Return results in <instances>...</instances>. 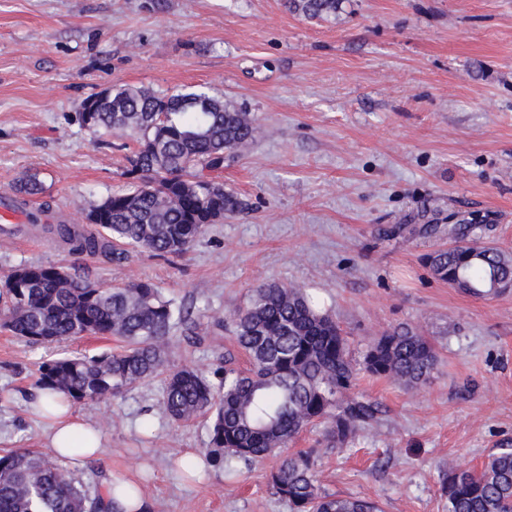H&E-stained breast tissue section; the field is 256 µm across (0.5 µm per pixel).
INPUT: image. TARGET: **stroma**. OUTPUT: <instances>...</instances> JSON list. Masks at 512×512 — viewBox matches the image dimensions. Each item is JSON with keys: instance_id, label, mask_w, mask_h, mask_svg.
I'll use <instances>...</instances> for the list:
<instances>
[{"instance_id": "1", "label": "stroma", "mask_w": 512, "mask_h": 512, "mask_svg": "<svg viewBox=\"0 0 512 512\" xmlns=\"http://www.w3.org/2000/svg\"><path fill=\"white\" fill-rule=\"evenodd\" d=\"M111 86H203L249 112L256 140L216 174L241 211L164 258H92L23 232L0 239V279L28 261L101 286L155 283L198 323L171 369L216 368L234 346L225 323L266 282L318 299L358 360L385 331L419 327L438 354L427 383L360 373L378 427L336 448L318 425L287 451L313 450L328 493L448 512V469L512 447V290L476 298L425 262L459 224L482 225L485 244L512 254V0H343L325 21L287 0H0V195L37 176L44 191L27 210L80 225L124 189L136 141L92 139L77 121L82 101ZM118 346L86 336L36 347L0 328V450L49 449L29 410L43 360ZM161 395L156 379L76 403L102 428L103 451L73 478L101 493L133 480L149 512H290L268 486L274 456L184 477L177 462L206 447L208 423H173Z\"/></svg>"}]
</instances>
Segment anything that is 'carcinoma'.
I'll use <instances>...</instances> for the list:
<instances>
[{
  "label": "carcinoma",
  "mask_w": 512,
  "mask_h": 512,
  "mask_svg": "<svg viewBox=\"0 0 512 512\" xmlns=\"http://www.w3.org/2000/svg\"><path fill=\"white\" fill-rule=\"evenodd\" d=\"M341 0H288V8L324 20ZM93 136H129L139 149L125 175L131 187L104 198L88 213L96 232L72 224H30L54 235L69 251L119 258V249H146L158 256L187 251L209 224L234 215L237 196L204 171L224 168L255 138L250 114L205 91L157 94L110 87L93 112L79 115ZM24 196L43 192L34 175L14 186ZM476 225L448 230L455 248L427 257L432 273L482 298L494 284L512 282V258L470 237ZM0 327L33 345L84 336L115 337L120 349L98 356L62 355L44 360L37 386L86 403L117 397L162 377V407L174 423L209 418L206 464L233 471L237 461L276 456L317 424L327 426L340 448L359 430L378 424L380 404L355 391L357 364L333 317L318 310L295 286L264 283L233 317V334L250 368L233 366L231 354L212 374L193 368L164 372L168 352L182 331L198 335L192 312L155 284L134 280L102 287L65 267L35 262L17 265L0 282ZM364 369L418 388L437 366L431 343L409 326L385 332L367 350ZM272 493L291 512H381L368 500L320 491L315 459L300 451L270 471ZM448 512H512V448L488 456L479 469L450 468L442 482ZM100 495L72 478L49 454L24 449L0 452V512H100Z\"/></svg>",
  "instance_id": "1"
}]
</instances>
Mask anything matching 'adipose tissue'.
I'll list each match as a JSON object with an SVG mask.
<instances>
[{"label":"adipose tissue","mask_w":512,"mask_h":512,"mask_svg":"<svg viewBox=\"0 0 512 512\" xmlns=\"http://www.w3.org/2000/svg\"><path fill=\"white\" fill-rule=\"evenodd\" d=\"M50 395L37 391L31 406L45 414L46 426L50 433V449L54 456L80 468L100 452V429L76 412L71 404L65 403L54 409H47Z\"/></svg>","instance_id":"1"}]
</instances>
